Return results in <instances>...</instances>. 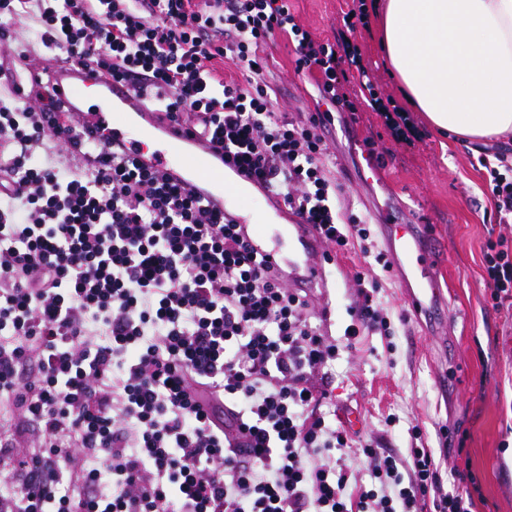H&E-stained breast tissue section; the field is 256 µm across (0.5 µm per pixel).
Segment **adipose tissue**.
Here are the masks:
<instances>
[{"label":"adipose tissue","instance_id":"obj_1","mask_svg":"<svg viewBox=\"0 0 512 512\" xmlns=\"http://www.w3.org/2000/svg\"><path fill=\"white\" fill-rule=\"evenodd\" d=\"M408 104L442 134L512 138V0H376Z\"/></svg>","mask_w":512,"mask_h":512}]
</instances>
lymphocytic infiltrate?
Segmentation results:
<instances>
[{
  "mask_svg": "<svg viewBox=\"0 0 512 512\" xmlns=\"http://www.w3.org/2000/svg\"><path fill=\"white\" fill-rule=\"evenodd\" d=\"M23 19L223 148L327 247L370 238L336 207L325 124L367 107L397 140L414 127L360 48L313 39L288 0H0V47L22 62ZM280 36L314 73L319 111H277L265 49ZM95 133L49 86L0 95V512H473L432 449L404 461L363 441L364 480L339 464L350 439L318 378L342 346L307 292L243 226ZM484 261L494 308L511 310L512 236L488 240ZM353 282L351 347L391 328L377 280Z\"/></svg>",
  "mask_w": 512,
  "mask_h": 512,
  "instance_id": "f902f5d3",
  "label": "lymphocytic infiltrate"
}]
</instances>
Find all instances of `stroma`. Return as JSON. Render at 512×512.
I'll use <instances>...</instances> for the list:
<instances>
[{
  "mask_svg": "<svg viewBox=\"0 0 512 512\" xmlns=\"http://www.w3.org/2000/svg\"><path fill=\"white\" fill-rule=\"evenodd\" d=\"M351 0H292L298 23L319 41L337 42L340 19ZM363 58L372 65L380 95L405 106L399 84L378 47L376 24L357 30ZM270 80L287 113L314 111L317 90L309 74L294 71L286 38L266 48ZM412 119L414 144L396 141L382 118L363 109L356 120L336 118L325 138L330 177L341 206L375 218L380 207L402 202L442 250L437 287L448 318L447 343L429 335L410 311L393 275L379 279L377 297L390 309L392 333L360 337L328 368L326 389L347 431L369 435L381 452L406 457L411 428L440 462L445 486L452 467L468 472L475 512H512V313L492 306L484 280L483 247L495 221L494 204L477 159L499 154L512 163V140L442 145L421 113ZM388 151V165L371 188L355 184L365 141ZM362 243L326 265L319 301L330 340L344 342L356 297L351 278L365 264Z\"/></svg>",
  "mask_w": 512,
  "mask_h": 512,
  "instance_id": "stroma-1",
  "label": "stroma"
}]
</instances>
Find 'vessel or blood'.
<instances>
[{"instance_id": "b4317fda", "label": "vessel or blood", "mask_w": 512, "mask_h": 512, "mask_svg": "<svg viewBox=\"0 0 512 512\" xmlns=\"http://www.w3.org/2000/svg\"><path fill=\"white\" fill-rule=\"evenodd\" d=\"M52 67L58 96L73 116L90 120L113 145L139 163L166 172L174 183L205 199L212 211L229 214L243 225L249 223L245 214L229 210L216 188L228 171L241 185L256 187V180L235 162L225 161L214 146L163 119L126 83L105 79L74 60L56 61ZM380 225L409 304L416 312H431L438 250L427 242L419 225L407 223L402 206L383 209ZM249 244L257 253L288 266L289 285L312 288L322 283V243L314 226L300 217L289 216L276 230L266 224L254 225Z\"/></svg>"}]
</instances>
